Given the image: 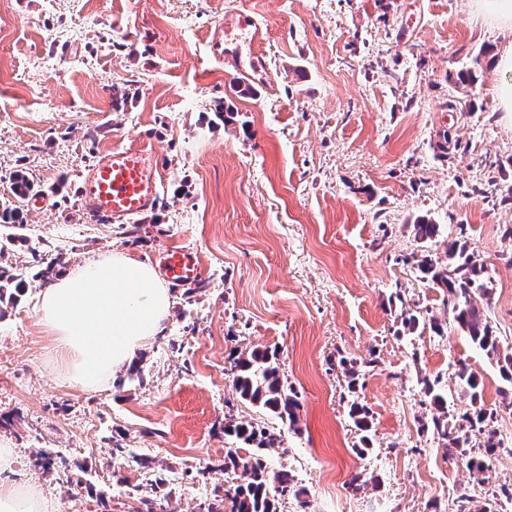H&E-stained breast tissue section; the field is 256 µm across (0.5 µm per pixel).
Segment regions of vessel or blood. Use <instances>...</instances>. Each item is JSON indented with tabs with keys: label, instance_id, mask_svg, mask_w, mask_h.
Returning <instances> with one entry per match:
<instances>
[{
	"label": "vessel or blood",
	"instance_id": "1",
	"mask_svg": "<svg viewBox=\"0 0 512 512\" xmlns=\"http://www.w3.org/2000/svg\"><path fill=\"white\" fill-rule=\"evenodd\" d=\"M224 66L247 80L267 76V66L259 54L242 60L235 48L224 51ZM161 194V183L153 151L115 148L101 154L83 175L79 196L85 214L116 222L153 210ZM160 267L177 288L197 282L203 269L194 253L185 249L165 251Z\"/></svg>",
	"mask_w": 512,
	"mask_h": 512
}]
</instances>
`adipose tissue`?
<instances>
[{
	"mask_svg": "<svg viewBox=\"0 0 512 512\" xmlns=\"http://www.w3.org/2000/svg\"><path fill=\"white\" fill-rule=\"evenodd\" d=\"M171 304L150 266L115 253L61 274L39 311L65 378L95 389L161 331Z\"/></svg>",
	"mask_w": 512,
	"mask_h": 512,
	"instance_id": "adipose-tissue-1",
	"label": "adipose tissue"
}]
</instances>
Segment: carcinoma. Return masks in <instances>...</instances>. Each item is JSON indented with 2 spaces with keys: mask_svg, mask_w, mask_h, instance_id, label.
I'll return each mask as SVG.
<instances>
[{
  "mask_svg": "<svg viewBox=\"0 0 512 512\" xmlns=\"http://www.w3.org/2000/svg\"><path fill=\"white\" fill-rule=\"evenodd\" d=\"M417 239L427 242L439 235V225L428 220L420 219L413 225ZM447 260L441 261L429 253H424L414 260V268L420 278L441 289L451 302L454 320L466 333L476 348L486 352L494 359L502 379L512 384V349L502 348L500 339L495 335L475 297L488 295L484 278V265L477 262L474 256L467 253L466 244L457 240L448 243ZM22 274L15 269L0 265V301L6 297L10 288H22ZM441 332L442 326L421 312L410 309L402 318V329L399 334H413L419 328ZM230 372L233 375V386L240 398L250 404L266 410L281 421L288 424V429L298 431L300 420V404L297 393L283 379L279 363V351L275 348H254L237 351L229 357ZM461 394L469 398L471 404H476L480 397V381L477 375L467 366H461L457 371ZM424 394L430 399L436 414L431 417L432 430L448 447V452L460 445V429L448 421V401L436 392L437 380L424 377L421 380ZM349 414L356 428L364 432L361 437L362 447L354 449L358 455L368 451L369 439L366 432L371 429L369 409L357 402H352ZM495 414L478 407L466 412L462 420L469 424L472 431L486 435L484 452L475 455L468 461L470 471L479 474L489 470L484 461V455L492 454L499 445L496 432L491 429ZM224 435L231 438L234 446L224 449V459L214 465H208L205 470L241 472L240 481L225 490L216 487L212 497L199 505L198 512H224V501L231 502V512H279L277 503L290 495L299 498L301 491L296 488L295 478L291 471L271 469L265 462L268 449L281 443L280 437L269 433L266 429L250 420L230 418L224 423ZM242 444L252 450L245 457L235 444ZM512 499V488L501 487L492 500L484 501V506L472 510L471 499L463 494L459 498L458 512H496L498 499Z\"/></svg>",
  "mask_w": 512,
  "mask_h": 512,
  "instance_id": "cac0c4a2",
  "label": "carcinoma"
}]
</instances>
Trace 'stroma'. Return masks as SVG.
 Returning <instances> with one entry per match:
<instances>
[{
    "label": "stroma",
    "instance_id": "35a3bbf8",
    "mask_svg": "<svg viewBox=\"0 0 512 512\" xmlns=\"http://www.w3.org/2000/svg\"><path fill=\"white\" fill-rule=\"evenodd\" d=\"M242 12L260 44L231 28ZM228 38L263 54L268 83L240 94ZM507 38L474 0H0V265L25 279L0 302V439L18 454L0 484L35 486L49 512H129L163 477L179 489L167 512H197L214 485L238 483L203 469L224 456L225 420L244 418L280 434L266 462L305 491L306 508L288 497L279 512H431L511 485L512 385L413 267L465 242L486 267L487 319L512 346V114L498 109L496 66L455 83ZM113 147L155 150L160 200L93 222L79 181ZM21 171L35 186L24 201ZM421 217L440 226L428 248ZM167 249L198 256L204 287L172 289L162 330L134 355L141 378L122 367L101 390L71 385L39 318L40 270L112 251L155 267ZM408 309L442 332L398 336ZM266 346L298 394L299 431L232 385L230 352ZM342 358L359 368L356 394ZM463 363L503 440L485 484L467 467L482 434L450 453L426 428L422 377L439 378L461 424ZM353 396L372 414L362 456ZM44 452L80 486L35 469ZM356 473L367 484L354 493Z\"/></svg>",
    "mask_w": 512,
    "mask_h": 512
}]
</instances>
